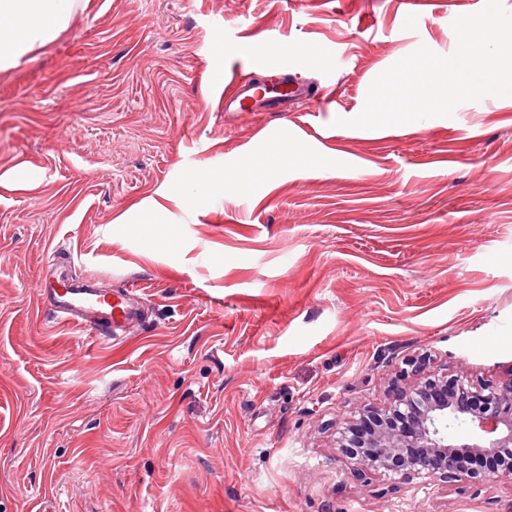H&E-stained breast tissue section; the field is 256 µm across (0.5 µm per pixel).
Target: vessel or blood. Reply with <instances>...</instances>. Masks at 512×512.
Returning <instances> with one entry per match:
<instances>
[{
	"label": "vessel or blood",
	"mask_w": 512,
	"mask_h": 512,
	"mask_svg": "<svg viewBox=\"0 0 512 512\" xmlns=\"http://www.w3.org/2000/svg\"><path fill=\"white\" fill-rule=\"evenodd\" d=\"M278 73L276 96H268L264 83L245 77L239 80L235 95L225 100V111L252 112L261 106L268 112H289L296 103L314 98L313 89L292 78L286 68ZM37 293L57 320L115 342L140 322V310L129 289L115 291L93 277L58 276L50 271L38 282Z\"/></svg>",
	"instance_id": "b4317fda"
}]
</instances>
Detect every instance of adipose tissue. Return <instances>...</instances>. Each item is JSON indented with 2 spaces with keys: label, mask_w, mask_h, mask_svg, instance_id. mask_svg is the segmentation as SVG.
Listing matches in <instances>:
<instances>
[{
  "label": "adipose tissue",
  "mask_w": 512,
  "mask_h": 512,
  "mask_svg": "<svg viewBox=\"0 0 512 512\" xmlns=\"http://www.w3.org/2000/svg\"><path fill=\"white\" fill-rule=\"evenodd\" d=\"M77 0H0V71L64 31Z\"/></svg>",
  "instance_id": "1"
}]
</instances>
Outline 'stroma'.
<instances>
[{
  "label": "stroma",
  "instance_id": "stroma-1",
  "mask_svg": "<svg viewBox=\"0 0 512 512\" xmlns=\"http://www.w3.org/2000/svg\"><path fill=\"white\" fill-rule=\"evenodd\" d=\"M475 11L89 0L0 71V512H512L510 480L416 494L336 446L409 357L512 378V100L336 124ZM261 56L318 96L224 112ZM198 170L224 190L193 211ZM56 250L63 273L134 285L147 323L118 344L59 323L36 296Z\"/></svg>",
  "mask_w": 512,
  "mask_h": 512
}]
</instances>
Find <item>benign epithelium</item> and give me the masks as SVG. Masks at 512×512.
Returning <instances> with one entry per match:
<instances>
[{
	"label": "benign epithelium",
	"instance_id": "7a95c632",
	"mask_svg": "<svg viewBox=\"0 0 512 512\" xmlns=\"http://www.w3.org/2000/svg\"><path fill=\"white\" fill-rule=\"evenodd\" d=\"M412 380L392 384L390 401L361 404L337 428V447L354 473L388 476L414 492L430 493L453 482L512 480V378L474 382L467 369L429 371L411 359ZM460 424L471 438L455 437ZM473 456L505 457L495 470L473 467Z\"/></svg>",
	"mask_w": 512,
	"mask_h": 512
}]
</instances>
